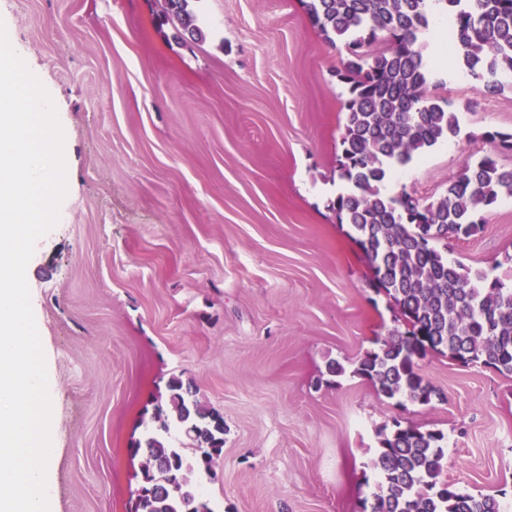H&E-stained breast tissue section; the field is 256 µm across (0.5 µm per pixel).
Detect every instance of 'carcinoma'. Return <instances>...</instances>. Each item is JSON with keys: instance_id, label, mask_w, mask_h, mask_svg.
<instances>
[{"instance_id": "obj_1", "label": "carcinoma", "mask_w": 512, "mask_h": 512, "mask_svg": "<svg viewBox=\"0 0 512 512\" xmlns=\"http://www.w3.org/2000/svg\"><path fill=\"white\" fill-rule=\"evenodd\" d=\"M160 24L206 39L198 0H161ZM312 24L348 57L336 78L345 86L336 168L341 190L328 208L365 258L396 326L375 338L355 373L388 399L428 405L436 390L417 360L437 353L512 376V276H493L448 258L453 241L476 235L484 213L512 197V168L483 155L467 162L432 201L383 190L396 170L437 144L459 137L458 114L426 95L431 67L422 35L427 0H302ZM448 19V51L490 92L512 85V0H435ZM383 46L374 47L377 41ZM150 452L138 474L144 495L133 512H213L203 495L199 449L219 454L224 421L183 381L170 377L154 397ZM440 432L395 424L380 432L372 461L378 483L370 512H504L491 494H471L443 477Z\"/></svg>"}]
</instances>
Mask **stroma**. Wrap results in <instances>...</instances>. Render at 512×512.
Instances as JSON below:
<instances>
[{
	"instance_id": "stroma-1",
	"label": "stroma",
	"mask_w": 512,
	"mask_h": 512,
	"mask_svg": "<svg viewBox=\"0 0 512 512\" xmlns=\"http://www.w3.org/2000/svg\"><path fill=\"white\" fill-rule=\"evenodd\" d=\"M159 0H0L8 38L51 95L68 193L30 260L52 383L50 512H130L153 394L176 375L224 418L204 484L214 512H362L378 433L439 431L448 477L512 502V378L431 353L420 406L355 374L394 326L328 205L347 52L300 0H201L204 42L156 28ZM463 132L400 168L438 197L469 155L512 167V88L434 71ZM449 258L512 271V198ZM341 376L323 382L328 362Z\"/></svg>"
}]
</instances>
